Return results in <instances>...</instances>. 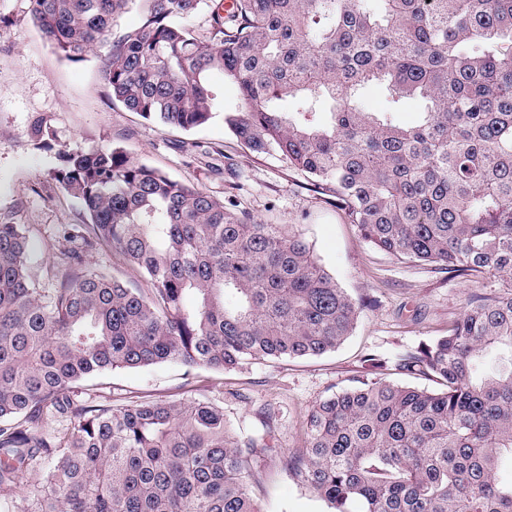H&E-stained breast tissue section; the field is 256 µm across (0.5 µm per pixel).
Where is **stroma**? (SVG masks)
Returning a JSON list of instances; mask_svg holds the SVG:
<instances>
[{"label":"stroma","mask_w":512,"mask_h":512,"mask_svg":"<svg viewBox=\"0 0 512 512\" xmlns=\"http://www.w3.org/2000/svg\"><path fill=\"white\" fill-rule=\"evenodd\" d=\"M103 54L98 46L83 62L62 59L42 39L24 0H0V223L26 226L35 264L79 249L89 265L139 285L120 256L64 240V225L84 223L85 216L51 176L65 144H114L133 160L233 204L256 223L295 225L363 309L352 335L321 356L249 361L224 373L165 362L83 384L84 399L115 405L144 397L206 400L223 407L228 426L243 437L273 425V446L256 464L258 481L251 488L260 512H330L282 464L289 451L304 446L307 415L321 400L352 387L370 358L392 381L433 388V381L398 373L400 358L447 334L471 292L498 290L504 281L497 275L454 277L371 246L311 180L278 156L253 152L230 132L223 115L241 102L232 82L220 81L210 123L191 131L161 126L111 102L101 75ZM38 117L56 134L51 148L33 146L30 125Z\"/></svg>","instance_id":"stroma-1"}]
</instances>
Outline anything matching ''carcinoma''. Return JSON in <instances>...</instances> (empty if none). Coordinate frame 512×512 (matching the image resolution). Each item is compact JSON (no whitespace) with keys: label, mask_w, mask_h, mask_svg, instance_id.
I'll return each mask as SVG.
<instances>
[{"label":"carcinoma","mask_w":512,"mask_h":512,"mask_svg":"<svg viewBox=\"0 0 512 512\" xmlns=\"http://www.w3.org/2000/svg\"><path fill=\"white\" fill-rule=\"evenodd\" d=\"M28 0L67 61L105 48L113 102L191 130L215 115L219 72L240 91L224 124L249 149L309 177L397 258L511 279L470 295L448 335L385 377L322 400L285 468L331 512H512V0ZM209 14L199 37L193 21ZM381 85L385 112L362 90ZM422 103L410 126L395 119ZM288 102L284 111L278 102ZM38 148L55 132L34 122ZM55 180L90 223L65 229L111 250L133 288L68 249L35 269L22 224H0V488L17 512H258L251 460L265 431L237 438L204 400L88 405L77 388L114 370L178 361L230 371L248 360L318 356L351 334L360 307L294 232L256 224L120 147L60 150ZM52 287H44L43 280ZM57 417L64 432H51Z\"/></svg>","instance_id":"1"}]
</instances>
